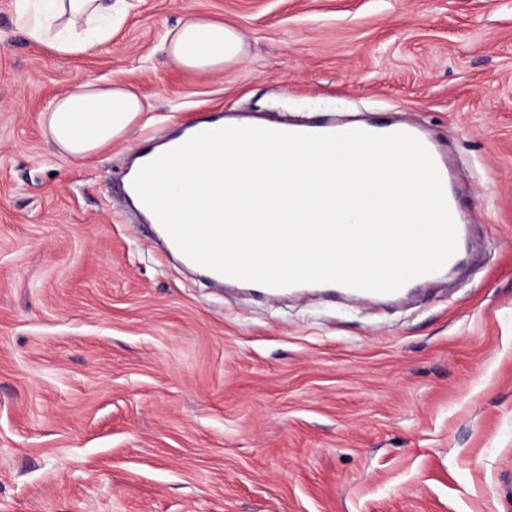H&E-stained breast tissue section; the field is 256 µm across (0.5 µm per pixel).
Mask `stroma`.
<instances>
[{"label": "stroma", "instance_id": "1", "mask_svg": "<svg viewBox=\"0 0 512 512\" xmlns=\"http://www.w3.org/2000/svg\"><path fill=\"white\" fill-rule=\"evenodd\" d=\"M83 57L0 0V512H512V0H112ZM242 61L189 71V16ZM84 82L150 112L96 155L43 116ZM407 121L457 173L462 268L399 305L218 288L122 195L214 113ZM167 50L174 64L198 71L224 70V63L238 61L244 52L236 31L205 17L184 22L169 40ZM223 121L224 120H222V116L218 115L213 120L206 121L203 125H201L199 127L197 126V124L189 125L183 129L181 134L169 139V141L171 142L170 146L168 144L162 145V146L156 148L155 152H164L168 148V146H169L168 151H170V150L182 145L183 143L188 141L190 138H192L193 136H195L201 132L223 128L224 127ZM186 130H189V132L187 134H185Z\"/></svg>", "mask_w": 512, "mask_h": 512}]
</instances>
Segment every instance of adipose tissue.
<instances>
[{"label":"adipose tissue","mask_w":512,"mask_h":512,"mask_svg":"<svg viewBox=\"0 0 512 512\" xmlns=\"http://www.w3.org/2000/svg\"><path fill=\"white\" fill-rule=\"evenodd\" d=\"M15 0L16 13L27 22V34L62 56H82L112 37V0ZM168 55L179 67L220 71L238 61L243 41L233 29L204 17L187 20L167 44ZM146 106L122 85L86 84L56 98L46 115L50 140L70 159H84L124 135Z\"/></svg>","instance_id":"obj_1"}]
</instances>
